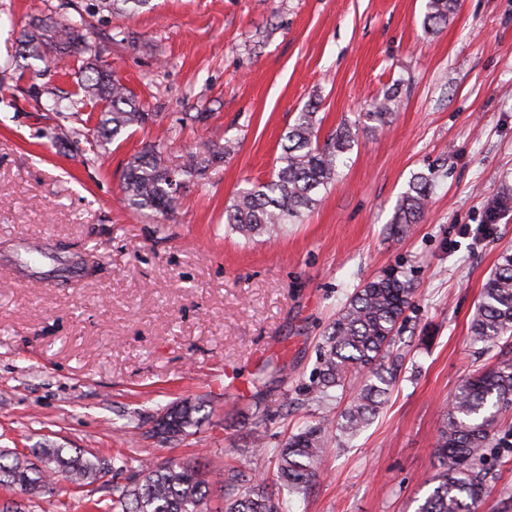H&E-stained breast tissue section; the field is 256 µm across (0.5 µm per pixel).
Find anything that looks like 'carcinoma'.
<instances>
[{"label":"carcinoma","instance_id":"obj_1","mask_svg":"<svg viewBox=\"0 0 512 512\" xmlns=\"http://www.w3.org/2000/svg\"><path fill=\"white\" fill-rule=\"evenodd\" d=\"M150 0H95L97 11L132 14ZM458 0H427L422 21L425 33H434L454 14ZM25 52L37 58L79 56L84 71L78 92L69 107L102 100L94 133L101 143L122 131L141 127L149 113L140 108L131 92L112 72L99 65L100 44L95 26L81 18L59 22L47 16L33 24L22 41ZM395 93L373 100L361 115L367 129L389 123ZM317 104L309 103L294 118L283 135L278 168L264 182L241 189L225 210V229L246 241L273 238L298 224L304 213L320 202V194L339 181L344 156L355 144L359 125L344 124L319 141ZM82 131L65 125L55 128L53 139L66 145ZM230 146L214 145L207 155H188L180 168L165 164L162 146L149 144L133 157L124 177L127 207L138 212H166L180 201L178 190L184 179L205 175L211 163L224 160ZM433 173H417L409 180L395 207L390 228L398 232L418 223L432 193ZM414 294L410 280L390 268L367 281L348 298L324 331L317 378L310 394L320 403L333 398L332 390L344 388L354 374L364 384L341 414L320 417L291 433L275 449L273 468L261 470L250 459L237 458L214 473L202 459L173 463L153 457H126L119 470L129 471L127 482L112 488V505L89 501L93 512H288L280 488L288 493H308L318 477L323 453L340 436H354L375 415L381 397L387 394L392 372L383 369L396 343V327ZM475 343L499 340V364L473 373L460 384L436 441L439 471L437 485L418 512H478L485 499L487 451L499 432L500 414L512 407V252L506 250L482 288L470 326ZM209 400L199 397L168 407L154 423L152 436L160 443L178 442L194 434L209 416ZM33 456L0 450V486L19 490L34 504L61 474L71 484L84 488L94 484L108 469L105 460L86 456L76 448L32 449ZM220 484L224 505L208 507L211 485Z\"/></svg>","mask_w":512,"mask_h":512}]
</instances>
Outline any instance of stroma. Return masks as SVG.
<instances>
[{"label": "stroma", "mask_w": 512, "mask_h": 512, "mask_svg": "<svg viewBox=\"0 0 512 512\" xmlns=\"http://www.w3.org/2000/svg\"><path fill=\"white\" fill-rule=\"evenodd\" d=\"M91 0H0V449L80 448L106 460L249 457L267 467L292 427L344 408L309 390L318 347L347 297L388 266L414 283L394 347L396 376L370 423L331 444L289 512H417L434 487L439 416L471 371L498 362L469 325L501 250L512 248V0H460L424 33L427 0H150L97 14L101 57L149 112L145 127L66 148L56 125L83 128L100 101L43 111L37 92L70 97L81 59H18L36 18H75ZM125 39L112 42L111 34ZM388 125L363 130L336 185L274 241L226 234L246 180H265L308 101L328 135L383 91ZM167 165L232 142L222 163L185 182L180 205L132 212L123 174L145 144ZM433 172L429 210L404 236L390 220L410 178ZM266 388L251 384L266 362ZM208 396L194 435L160 445V413ZM278 412L259 421L256 408ZM92 487L59 481L45 512H88ZM483 512L512 503V447L488 467Z\"/></svg>", "instance_id": "1"}]
</instances>
